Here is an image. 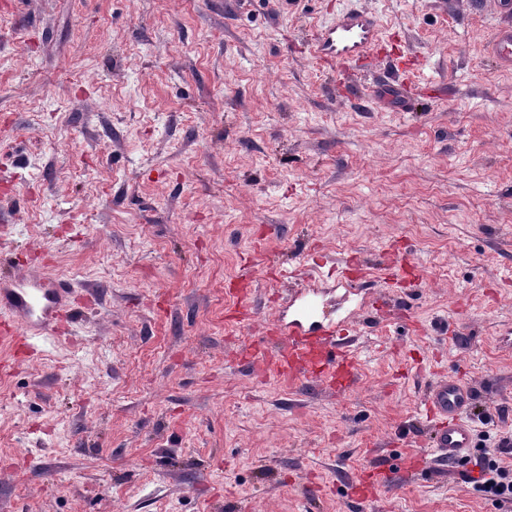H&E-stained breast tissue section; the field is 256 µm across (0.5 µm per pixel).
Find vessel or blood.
I'll use <instances>...</instances> for the list:
<instances>
[{"label": "vessel or blood", "instance_id": "vessel-or-blood-1", "mask_svg": "<svg viewBox=\"0 0 512 512\" xmlns=\"http://www.w3.org/2000/svg\"><path fill=\"white\" fill-rule=\"evenodd\" d=\"M378 40L379 24L375 16L365 10H352L316 34L311 52L326 62H353L367 57ZM490 48L501 68H512L511 20L495 29ZM356 263L353 256L338 262L316 250L306 255L302 264L281 270L280 275L288 282L291 292L268 323L265 336L239 350L237 360L247 363L256 375L271 371L292 384L317 382L331 393L351 387L357 378L352 353L356 337L353 319L358 312L378 304L375 283L421 279L413 263L384 254L375 268L366 269L361 280L356 281L348 274ZM239 281L231 319L248 323L255 314L252 280L249 274L243 273ZM326 284L354 296L355 303L345 315L333 316L318 305L320 289ZM73 299L74 286L63 278L41 273L0 277V337L8 341L15 335L32 340L52 336ZM472 400V388L458 378L442 376L432 382L424 406L431 424L429 445L435 453L408 458V465L429 468L438 461L452 466L467 461L475 446L468 419ZM393 485L389 475L379 473L370 482L356 479L350 492L355 497L370 499Z\"/></svg>", "mask_w": 512, "mask_h": 512}]
</instances>
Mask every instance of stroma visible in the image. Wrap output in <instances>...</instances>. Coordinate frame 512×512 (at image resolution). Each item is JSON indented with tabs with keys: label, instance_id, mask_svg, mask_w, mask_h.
<instances>
[{
	"label": "stroma",
	"instance_id": "35a3bbf8",
	"mask_svg": "<svg viewBox=\"0 0 512 512\" xmlns=\"http://www.w3.org/2000/svg\"><path fill=\"white\" fill-rule=\"evenodd\" d=\"M383 43L309 54L336 14ZM484 0H0V273L75 282L69 334L0 350V512H358L347 480L424 444L435 373L512 432V69ZM392 250L424 283L359 325L331 395L251 375L226 317L252 265ZM371 512H501L459 469Z\"/></svg>",
	"mask_w": 512,
	"mask_h": 512
}]
</instances>
